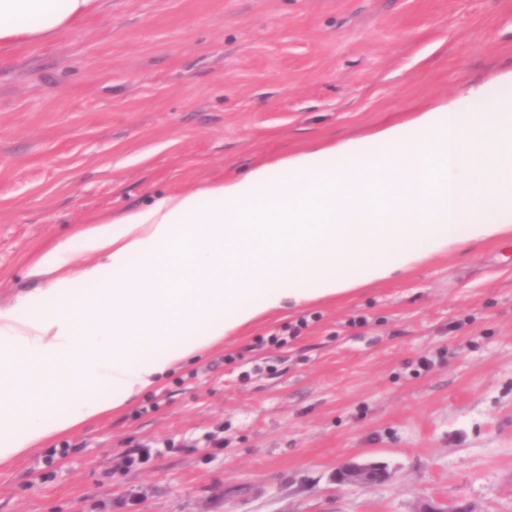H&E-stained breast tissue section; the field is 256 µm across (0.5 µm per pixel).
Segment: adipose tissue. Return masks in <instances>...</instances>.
<instances>
[{
	"instance_id": "obj_1",
	"label": "adipose tissue",
	"mask_w": 512,
	"mask_h": 512,
	"mask_svg": "<svg viewBox=\"0 0 512 512\" xmlns=\"http://www.w3.org/2000/svg\"><path fill=\"white\" fill-rule=\"evenodd\" d=\"M103 0H0V53ZM410 123L90 217L33 268L48 308L0 306V464L127 405L260 318L512 239V73ZM66 390V405L54 393Z\"/></svg>"
}]
</instances>
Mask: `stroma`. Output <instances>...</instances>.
Returning a JSON list of instances; mask_svg holds the SVG:
<instances>
[{
  "label": "stroma",
  "instance_id": "35a3bbf8",
  "mask_svg": "<svg viewBox=\"0 0 512 512\" xmlns=\"http://www.w3.org/2000/svg\"><path fill=\"white\" fill-rule=\"evenodd\" d=\"M511 71L512 0H104L0 60V306L45 305L36 261L78 247L93 213L410 122ZM349 460L391 478L337 484ZM456 505L512 512V241L265 318L0 465V512Z\"/></svg>",
  "mask_w": 512,
  "mask_h": 512
}]
</instances>
